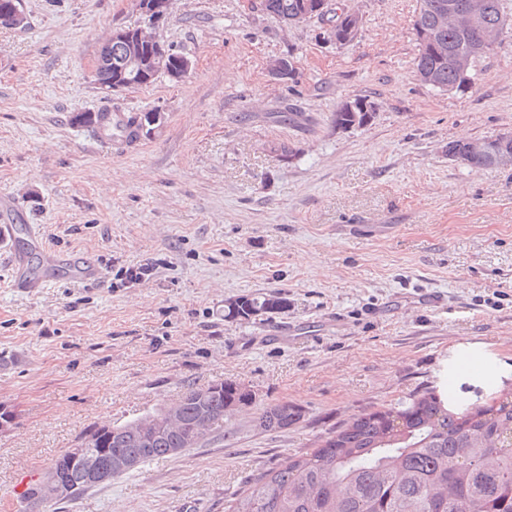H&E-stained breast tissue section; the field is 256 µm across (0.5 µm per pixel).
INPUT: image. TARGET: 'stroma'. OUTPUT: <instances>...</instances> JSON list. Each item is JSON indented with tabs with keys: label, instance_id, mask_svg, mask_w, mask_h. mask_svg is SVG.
<instances>
[{
	"label": "stroma",
	"instance_id": "35a3bbf8",
	"mask_svg": "<svg viewBox=\"0 0 512 512\" xmlns=\"http://www.w3.org/2000/svg\"><path fill=\"white\" fill-rule=\"evenodd\" d=\"M363 19L339 46L319 19L288 25L259 0H174L165 43L188 56L175 83L101 92L90 72L133 0H23L0 27V198L50 250L95 262L97 283L14 288L0 241V508L28 511L27 481L86 428L122 424L186 388L236 381L250 406L223 433L112 479L65 512H224L252 475L418 389L459 407L512 390V167L471 169L452 140L512 130V29L476 79L445 93L415 71L419 0H332ZM292 55L296 76H270ZM377 106L339 131L345 100ZM161 109L150 137L105 143L79 112ZM296 113L284 126L275 116ZM294 155L281 160L270 143ZM154 261L149 280L122 283ZM287 311L224 316L245 294ZM301 409L285 430L268 405ZM300 408L288 402L266 407L258 418L259 426L265 430H284L300 418Z\"/></svg>",
	"mask_w": 512,
	"mask_h": 512
}]
</instances>
